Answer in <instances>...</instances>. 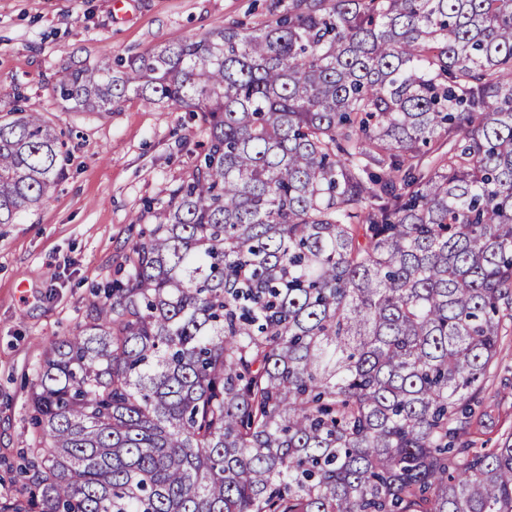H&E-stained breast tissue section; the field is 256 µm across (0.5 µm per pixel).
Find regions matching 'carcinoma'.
I'll list each match as a JSON object with an SVG mask.
<instances>
[{"instance_id": "cac0c4a2", "label": "carcinoma", "mask_w": 512, "mask_h": 512, "mask_svg": "<svg viewBox=\"0 0 512 512\" xmlns=\"http://www.w3.org/2000/svg\"><path fill=\"white\" fill-rule=\"evenodd\" d=\"M53 91L207 149L40 362L0 512H512L462 406L512 319V0H288ZM62 146L0 119V224Z\"/></svg>"}]
</instances>
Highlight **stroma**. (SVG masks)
I'll use <instances>...</instances> for the list:
<instances>
[{
	"label": "stroma",
	"mask_w": 512,
	"mask_h": 512,
	"mask_svg": "<svg viewBox=\"0 0 512 512\" xmlns=\"http://www.w3.org/2000/svg\"><path fill=\"white\" fill-rule=\"evenodd\" d=\"M288 0H0V114L41 113L65 142L50 199L0 224V493L28 447L30 384L46 350L82 325L94 288L114 277L151 207L167 199L206 143L173 106L128 99L110 112L67 109L52 92L66 67L115 64L224 24L254 27ZM480 448L512 437V334L473 403Z\"/></svg>",
	"instance_id": "stroma-1"
}]
</instances>
